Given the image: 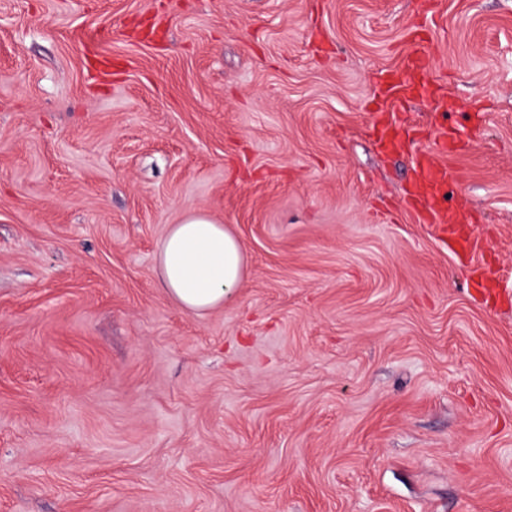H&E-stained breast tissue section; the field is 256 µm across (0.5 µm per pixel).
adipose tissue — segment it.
Listing matches in <instances>:
<instances>
[{
	"mask_svg": "<svg viewBox=\"0 0 512 512\" xmlns=\"http://www.w3.org/2000/svg\"><path fill=\"white\" fill-rule=\"evenodd\" d=\"M157 273L170 300L203 316L232 300L248 275V256L229 225L200 210L168 225L156 254Z\"/></svg>",
	"mask_w": 512,
	"mask_h": 512,
	"instance_id": "obj_1",
	"label": "adipose tissue"
}]
</instances>
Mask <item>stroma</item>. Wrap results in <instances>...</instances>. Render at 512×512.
<instances>
[{"mask_svg": "<svg viewBox=\"0 0 512 512\" xmlns=\"http://www.w3.org/2000/svg\"><path fill=\"white\" fill-rule=\"evenodd\" d=\"M421 42L447 113L372 81ZM191 208L249 256L202 317ZM0 512H512V0H0ZM455 142L452 132H443L436 148L424 152L415 167L413 184L416 191L411 198L412 209L420 223L434 224L445 243L448 242V228L462 224V206L445 205L448 184L456 180L454 173L441 166L437 157L447 151V145ZM448 224V225H447ZM157 273L170 300L193 316L224 307L248 275V256L228 224L189 210L167 225L156 254Z\"/></svg>", "mask_w": 512, "mask_h": 512, "instance_id": "stroma-1", "label": "stroma"}]
</instances>
